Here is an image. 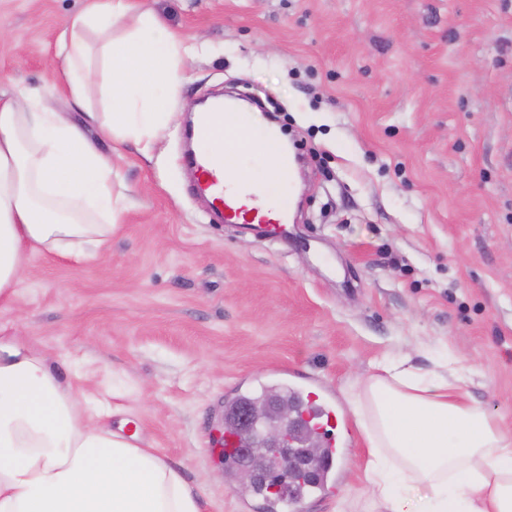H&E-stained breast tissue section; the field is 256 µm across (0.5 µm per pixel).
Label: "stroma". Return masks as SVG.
Masks as SVG:
<instances>
[{"label":"stroma","mask_w":512,"mask_h":512,"mask_svg":"<svg viewBox=\"0 0 512 512\" xmlns=\"http://www.w3.org/2000/svg\"><path fill=\"white\" fill-rule=\"evenodd\" d=\"M196 47L144 158L91 139L129 198L97 254L35 253L0 329L49 354L105 421H135L201 512H286L212 453L241 393L297 371L340 401L385 357L456 359L512 435V0H144ZM82 0H0V97L38 91L73 122L57 36ZM242 96L303 161L287 233L216 224L185 161L198 100ZM362 432L337 492L299 512H387Z\"/></svg>","instance_id":"stroma-1"}]
</instances>
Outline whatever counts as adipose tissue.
I'll return each instance as SVG.
<instances>
[{"label": "adipose tissue", "instance_id": "obj_1", "mask_svg": "<svg viewBox=\"0 0 512 512\" xmlns=\"http://www.w3.org/2000/svg\"><path fill=\"white\" fill-rule=\"evenodd\" d=\"M194 49L142 0H86L69 17L56 58L65 91L85 105L98 83L104 105L88 117L113 142L149 153L163 133ZM254 114L226 112L201 143L229 181L257 188L230 200L271 220L280 176L263 137L232 162L227 146ZM112 159L83 129L33 92L0 99V303L14 296L30 252L81 259L112 235L125 210ZM349 394L371 450L367 481L388 512H512V436L471 398L457 372L424 374L383 358ZM425 486L413 505L405 490ZM0 512H199L181 474L138 435L122 434L83 406L46 354L0 331Z\"/></svg>", "mask_w": 512, "mask_h": 512}]
</instances>
